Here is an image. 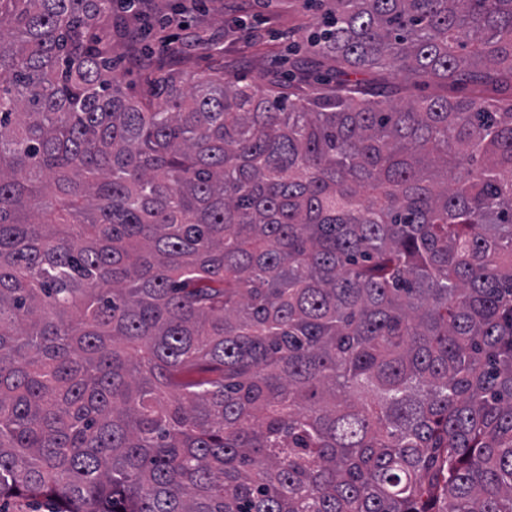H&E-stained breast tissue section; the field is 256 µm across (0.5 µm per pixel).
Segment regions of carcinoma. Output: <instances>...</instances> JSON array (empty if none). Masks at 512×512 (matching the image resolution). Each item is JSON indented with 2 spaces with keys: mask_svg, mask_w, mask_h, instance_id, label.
Returning <instances> with one entry per match:
<instances>
[{
  "mask_svg": "<svg viewBox=\"0 0 512 512\" xmlns=\"http://www.w3.org/2000/svg\"><path fill=\"white\" fill-rule=\"evenodd\" d=\"M328 2L320 90L131 99L112 0H0V500L512 512V0Z\"/></svg>",
  "mask_w": 512,
  "mask_h": 512,
  "instance_id": "cac0c4a2",
  "label": "carcinoma"
}]
</instances>
